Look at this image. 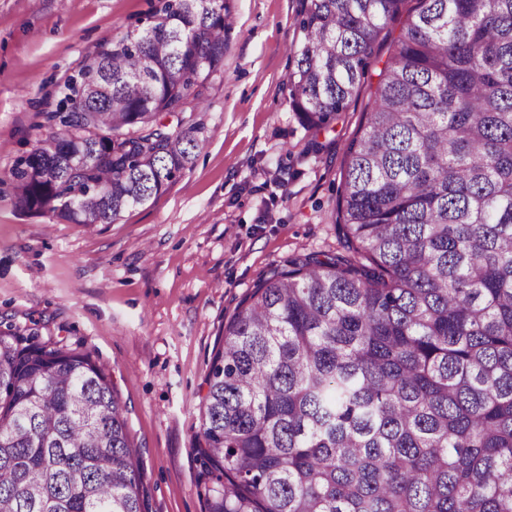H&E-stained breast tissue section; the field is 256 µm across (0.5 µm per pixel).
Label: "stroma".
I'll list each match as a JSON object with an SVG mask.
<instances>
[{
  "mask_svg": "<svg viewBox=\"0 0 512 512\" xmlns=\"http://www.w3.org/2000/svg\"><path fill=\"white\" fill-rule=\"evenodd\" d=\"M151 0H0V324L105 363L139 451L146 512H206L193 453L199 401L224 325L285 260L343 253L336 224L346 145L393 50L389 22L333 128L294 112L288 76L299 0H235L224 66L190 119L192 165L147 205L89 230L18 202L10 171L62 110L79 64ZM320 152H312L313 142Z\"/></svg>",
  "mask_w": 512,
  "mask_h": 512,
  "instance_id": "35a3bbf8",
  "label": "stroma"
}]
</instances>
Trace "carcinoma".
Masks as SVG:
<instances>
[{"label":"carcinoma","instance_id":"cac0c4a2","mask_svg":"<svg viewBox=\"0 0 512 512\" xmlns=\"http://www.w3.org/2000/svg\"><path fill=\"white\" fill-rule=\"evenodd\" d=\"M405 0H301L289 77L329 129ZM233 0H158L80 63L18 202L111 224L191 166ZM347 145L350 255L298 256L224 326L200 406L207 512H512V0H416ZM0 329V512H143L108 368Z\"/></svg>","mask_w":512,"mask_h":512}]
</instances>
